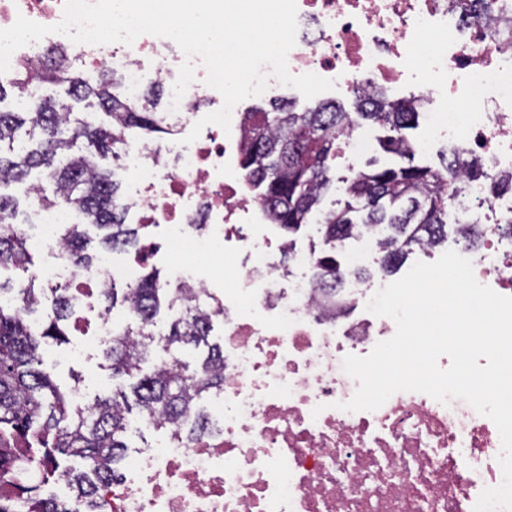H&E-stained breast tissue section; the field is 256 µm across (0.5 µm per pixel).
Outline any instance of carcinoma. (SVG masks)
I'll return each mask as SVG.
<instances>
[{
    "label": "carcinoma",
    "instance_id": "cac0c4a2",
    "mask_svg": "<svg viewBox=\"0 0 512 512\" xmlns=\"http://www.w3.org/2000/svg\"><path fill=\"white\" fill-rule=\"evenodd\" d=\"M26 81L37 88L66 83V95L74 101L93 95L109 121L75 122L72 105L51 97L36 98L32 115L0 108V185L23 182L36 170L53 186L52 195L40 193L42 203L63 202L77 209L86 223L103 231L100 244L105 249L136 245L140 225L124 223L118 187L98 159L116 154L129 129L158 131L157 112L128 101L110 73L100 74L94 85L70 76L62 58L34 71ZM355 102L353 114L334 102L301 112L289 102H274L269 110L245 113L248 145L241 169L259 190L271 222L289 237L313 220L321 225L327 245L357 230L382 231L380 268L388 272L423 242L448 238L452 202L462 192L465 173L474 174L478 167L465 166L456 148L439 169L413 163V143L405 135L419 116L413 101L391 100L375 88L356 96ZM355 116L385 128L382 149L408 163L357 171L344 188L356 206L347 204L338 210L332 162L340 138L355 128ZM15 214L12 198L0 196V270L12 267L29 275L30 238L14 224ZM84 224L67 228L64 241L77 263L89 267L96 255L88 251ZM38 291L34 282L19 288L0 280V294L17 296L15 305H0V512H16L14 503L19 497L29 505V512H102L99 490L117 478V464L127 448L132 406L159 431L193 414L197 424L190 437L212 432L201 401L223 383V347L208 342L213 316L189 311L171 320L164 347L169 351L207 346L198 367L190 372L173 357L150 373H142V365L155 348L145 328L161 310L170 309L171 290L154 272L143 275L132 288H107L102 294L106 307H123L139 321L142 331L136 341L127 331L112 336L103 356L119 386L110 395L96 396L84 410L73 406L70 396L41 368L42 343L67 336L71 307L66 294L57 291L53 317L34 332L24 311L35 302ZM17 438L28 440L26 453L20 457L11 447ZM60 456L82 462L79 469H62L72 492L68 502L46 499L42 484L51 475L45 466L60 467ZM34 469L43 470L41 478L17 483L21 472Z\"/></svg>",
    "mask_w": 512,
    "mask_h": 512
}]
</instances>
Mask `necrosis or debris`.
<instances>
[{"label": "necrosis or debris", "mask_w": 512, "mask_h": 512, "mask_svg": "<svg viewBox=\"0 0 512 512\" xmlns=\"http://www.w3.org/2000/svg\"><path fill=\"white\" fill-rule=\"evenodd\" d=\"M291 73L312 72L351 91L380 87L420 100L429 137H448L465 159L480 160L487 177L466 181L451 218L483 229L467 250L478 282L512 296V190L492 193L490 177L512 173V0H296ZM65 0H0V29L23 16L52 32L17 49L11 67L41 66L52 48H78L87 71L120 75L129 99L147 80L173 85L185 57L170 39L139 36L132 44H73L53 27ZM443 33L421 68L413 59L422 36ZM195 80L177 110H165V144L126 141L124 208L145 232L123 269L111 253L93 267L73 263L63 235L75 213L35 204L46 264L33 277L52 297L67 287L73 311L92 322L89 347L110 345L121 324L102 307L99 290L116 277L134 283L159 259V243L188 257H223L234 287L217 292L194 269L167 278L171 308L184 312L195 293L224 324V383L205 400L210 435L187 438L190 419L140 449L124 473L100 490L103 512H473L482 491L503 478L494 422L468 403H441L420 392H399L374 411L339 405L358 383L343 370L346 355L364 356L391 338L395 322L365 306L387 280L362 279L378 250L364 232L323 254L341 272L333 297L317 288L313 251L288 246L268 223L254 188L242 176L241 109L229 129L210 124L184 144L201 114L197 104H222L221 94ZM466 94L469 112H438V97Z\"/></svg>", "instance_id": "obj_1"}]
</instances>
